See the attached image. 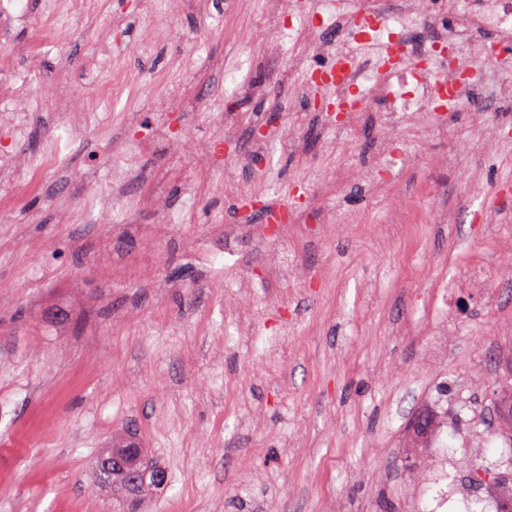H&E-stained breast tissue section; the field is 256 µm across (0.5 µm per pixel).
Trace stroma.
Returning <instances> with one entry per match:
<instances>
[{
	"instance_id": "stroma-1",
	"label": "stroma",
	"mask_w": 512,
	"mask_h": 512,
	"mask_svg": "<svg viewBox=\"0 0 512 512\" xmlns=\"http://www.w3.org/2000/svg\"><path fill=\"white\" fill-rule=\"evenodd\" d=\"M285 2L292 40L270 0H67L34 70L15 49L42 0L0 24L27 94H83L67 127L0 102L19 188L0 200V512H120L95 464L130 435L166 474L140 512L488 506L456 462L508 470L491 415L512 386V199L494 194L512 64L478 60L481 109L450 112L447 137L429 111L350 129L292 62L315 0ZM174 87L190 102L155 109ZM385 140L376 184L337 181ZM270 207L301 220L261 233ZM433 408L441 446L411 447Z\"/></svg>"
}]
</instances>
